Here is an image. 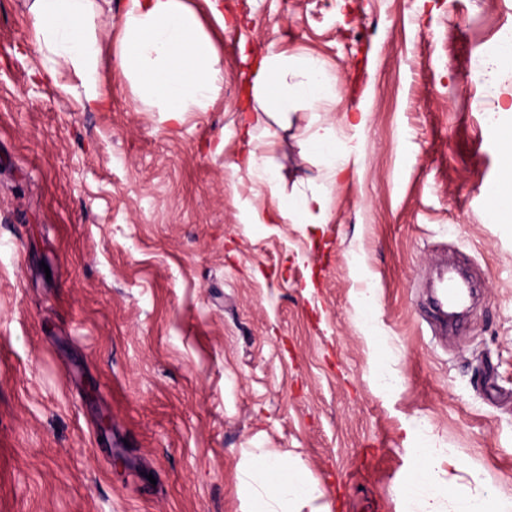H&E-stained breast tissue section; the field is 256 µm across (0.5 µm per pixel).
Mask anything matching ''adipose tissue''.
<instances>
[{"label": "adipose tissue", "mask_w": 512, "mask_h": 512, "mask_svg": "<svg viewBox=\"0 0 512 512\" xmlns=\"http://www.w3.org/2000/svg\"><path fill=\"white\" fill-rule=\"evenodd\" d=\"M31 44L48 60L44 76L62 95L84 110L101 106L109 88L101 72L103 41L94 19L95 0H32ZM120 70L140 100L183 121L185 113L209 111L224 82L222 59L196 13L185 0H127L117 43ZM255 104L241 112L246 135L269 133L271 124L288 120L290 103L301 102L324 111L336 102L334 77L316 59L285 55L267 48L251 63ZM505 179L488 191L501 220L512 222V128L501 129ZM302 144L319 158L326 180L310 192L291 194L285 216L295 224H325L331 216L336 176L356 156L355 147L340 139L335 123L312 121ZM416 456L423 471L408 490L420 512H439L446 489L425 477L438 460L430 448ZM240 488L256 502L255 512H299L316 489L300 469L282 468L259 457L238 475Z\"/></svg>", "instance_id": "ef3b65f1"}]
</instances>
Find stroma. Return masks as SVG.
Wrapping results in <instances>:
<instances>
[{
	"label": "stroma",
	"instance_id": "stroma-1",
	"mask_svg": "<svg viewBox=\"0 0 512 512\" xmlns=\"http://www.w3.org/2000/svg\"><path fill=\"white\" fill-rule=\"evenodd\" d=\"M223 3L219 24L190 0L224 83L175 129L114 57L99 110L59 94L30 0H0V512H251L237 474L259 455L309 474L301 512H419V446L443 451L430 481L499 512L512 223L487 190L512 67L483 61L512 0ZM270 46L331 71L328 120L366 115L325 224L275 217L324 178L300 143L313 109L268 137L238 127L247 57ZM251 150L275 156L273 182L240 166ZM443 260L479 284L447 331L423 289Z\"/></svg>",
	"mask_w": 512,
	"mask_h": 512
}]
</instances>
